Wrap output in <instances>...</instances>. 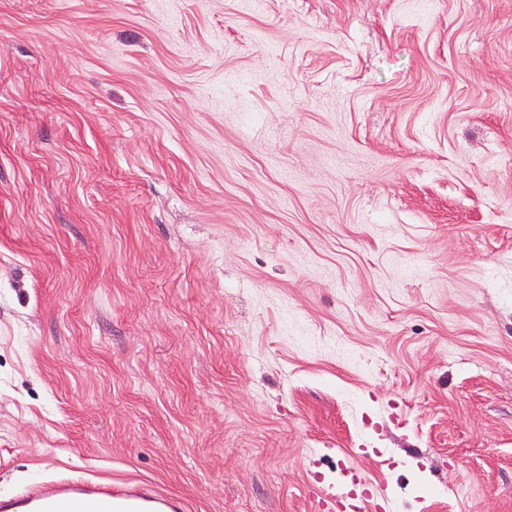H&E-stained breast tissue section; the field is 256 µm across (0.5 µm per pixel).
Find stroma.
<instances>
[{"label": "stroma", "mask_w": 512, "mask_h": 512, "mask_svg": "<svg viewBox=\"0 0 512 512\" xmlns=\"http://www.w3.org/2000/svg\"><path fill=\"white\" fill-rule=\"evenodd\" d=\"M512 512V0H0V492Z\"/></svg>", "instance_id": "1"}]
</instances>
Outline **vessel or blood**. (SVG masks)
<instances>
[{"label": "vessel or blood", "instance_id": "obj_1", "mask_svg": "<svg viewBox=\"0 0 512 512\" xmlns=\"http://www.w3.org/2000/svg\"><path fill=\"white\" fill-rule=\"evenodd\" d=\"M182 502L146 487L67 480L52 490L0 494V512H182Z\"/></svg>", "mask_w": 512, "mask_h": 512}]
</instances>
